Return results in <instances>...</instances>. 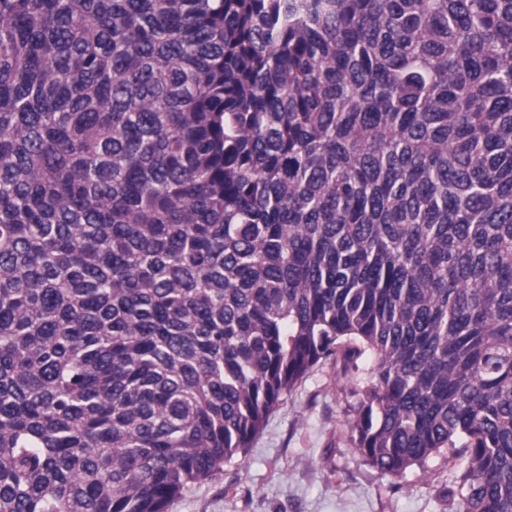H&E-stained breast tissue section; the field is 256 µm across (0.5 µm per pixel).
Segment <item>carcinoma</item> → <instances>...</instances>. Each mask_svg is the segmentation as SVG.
<instances>
[{"instance_id": "cac0c4a2", "label": "carcinoma", "mask_w": 512, "mask_h": 512, "mask_svg": "<svg viewBox=\"0 0 512 512\" xmlns=\"http://www.w3.org/2000/svg\"><path fill=\"white\" fill-rule=\"evenodd\" d=\"M330 359L512 512V0H0V512H167Z\"/></svg>"}]
</instances>
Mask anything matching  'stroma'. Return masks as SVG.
I'll return each instance as SVG.
<instances>
[{"instance_id": "stroma-1", "label": "stroma", "mask_w": 512, "mask_h": 512, "mask_svg": "<svg viewBox=\"0 0 512 512\" xmlns=\"http://www.w3.org/2000/svg\"><path fill=\"white\" fill-rule=\"evenodd\" d=\"M335 362L313 367L271 411L246 455L190 484L167 512H456L461 460L431 456L398 480L354 447L357 399Z\"/></svg>"}]
</instances>
